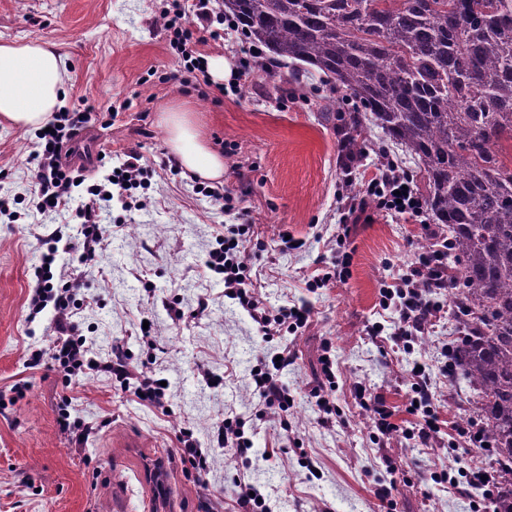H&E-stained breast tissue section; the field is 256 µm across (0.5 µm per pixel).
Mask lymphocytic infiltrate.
Returning a JSON list of instances; mask_svg holds the SVG:
<instances>
[{"mask_svg":"<svg viewBox=\"0 0 512 512\" xmlns=\"http://www.w3.org/2000/svg\"><path fill=\"white\" fill-rule=\"evenodd\" d=\"M192 17L193 28H186L182 21ZM163 26L172 33L173 43L181 55L187 73H205L206 61L198 50L206 40L220 39V24H227L230 30H237L235 20L224 17V9L214 6L213 0H194L191 8L175 7L161 15ZM99 118L95 106L82 107L55 113L49 122V131L38 134V149L28 156L27 162L35 171V208L38 213L70 215L80 226V238L74 249L83 264L93 263L113 229L103 224L102 212L112 199V192L100 184L85 185L84 178L63 158L65 144L72 141L81 130ZM85 187L82 200H75L73 191ZM367 197L377 199L380 208L392 217L410 221L421 216L423 199L411 187L407 174L397 162L386 160L378 164L377 171L365 183ZM423 231L432 243L426 250L416 252L402 273L392 282L383 283L381 305L394 309L397 322L393 337L401 342H410L418 333L437 318L442 306L438 295L448 294L457 283V263L452 260L447 236L439 234L431 225H424ZM249 232L248 225H229L226 234L221 235L218 246L212 249L205 262L206 268L224 279V295L242 307L264 336H276L282 331L305 327L310 319L311 309L301 305L295 308L281 306L269 309L256 294L250 282V255L244 241ZM48 249L42 256L41 266L36 274L37 284L29 301L30 316H37L45 308H52L56 332L53 359L66 374L106 372L115 376L124 388L132 389L134 395L144 404L161 408L165 405L166 389L158 378L133 371L128 354L114 350L109 361L101 362L89 357L83 339L74 335L76 326L72 320L79 281L66 282L62 288H54L52 267L58 252L57 233L44 237ZM289 354H282L280 360H259L253 375L255 391L262 403L270 408L287 411L292 403L288 389L278 374L287 366ZM413 403L407 412L414 418L409 429V439L421 444H430L441 430V421L432 408L433 395L426 380H418L412 386Z\"/></svg>","mask_w":512,"mask_h":512,"instance_id":"f902f5d3","label":"lymphocytic infiltrate"}]
</instances>
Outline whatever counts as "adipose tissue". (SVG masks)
Here are the masks:
<instances>
[{"instance_id": "ef3b65f1", "label": "adipose tissue", "mask_w": 512, "mask_h": 512, "mask_svg": "<svg viewBox=\"0 0 512 512\" xmlns=\"http://www.w3.org/2000/svg\"><path fill=\"white\" fill-rule=\"evenodd\" d=\"M64 56L41 42H0V120L27 128L44 124L62 104ZM168 144L181 167L204 180L221 178L223 157L205 143L191 109L172 106Z\"/></svg>"}]
</instances>
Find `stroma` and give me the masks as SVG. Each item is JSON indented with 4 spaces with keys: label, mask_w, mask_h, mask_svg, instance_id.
Returning <instances> with one entry per match:
<instances>
[{
    "label": "stroma",
    "mask_w": 512,
    "mask_h": 512,
    "mask_svg": "<svg viewBox=\"0 0 512 512\" xmlns=\"http://www.w3.org/2000/svg\"><path fill=\"white\" fill-rule=\"evenodd\" d=\"M172 2L0 0V41L39 40L66 56L64 108L87 102L120 109L114 124L95 123L76 143L71 163L100 159L93 180L101 183L134 150L151 172L148 187L112 200L108 219L118 230L98 261L84 265L62 251L53 270L83 283L73 321L91 356L106 361L122 348L134 369L169 383L158 409L104 372L68 376L48 358L29 367L31 351L48 354L54 341L51 310L27 319L45 251L39 237L57 230L70 239L76 228L52 214L34 220L26 158L36 132L1 123L0 200L17 218L0 214V512H208L217 501L222 512H240L242 480L269 498L272 512H384L375 491L393 478L388 458L399 469L393 512H492L486 490L457 494L447 482L464 481L481 458L468 439L443 431L425 448L399 435L383 438L353 397L358 385L384 394L396 423L411 427L406 408L418 363L440 419L481 425L472 390L443 372L457 336L452 306L408 345L391 340V320L381 313L383 281L424 240L419 222L393 219L371 202L355 233L336 239L342 184L362 185L381 152L409 173L413 158L375 128L364 168L344 169L341 136L322 114L330 101L346 111L348 91L288 64L281 68L287 81L259 72L237 92L216 82L199 91L181 86L183 62L159 17ZM173 103L194 111L223 155L220 185L237 196L235 211L224 212L188 172L165 169L171 152L161 115ZM229 224L251 227L245 246L258 295L272 309L308 301V327L263 338L225 297L223 280L204 262ZM284 233L302 247L282 250ZM340 252L349 261L346 281L310 289L309 280L332 271ZM145 317L154 324L150 346L139 329ZM377 324L380 336H369ZM327 343L338 368L327 393L336 413L326 424L311 389ZM286 349L292 360L279 379L294 404L282 412L260 402L251 369ZM64 414L87 430L84 442L61 430ZM228 417L245 420L253 443L247 455L213 442ZM184 430L207 457L204 474L183 461ZM159 461L170 464L161 487L149 479Z\"/></svg>",
    "instance_id": "1"
}]
</instances>
